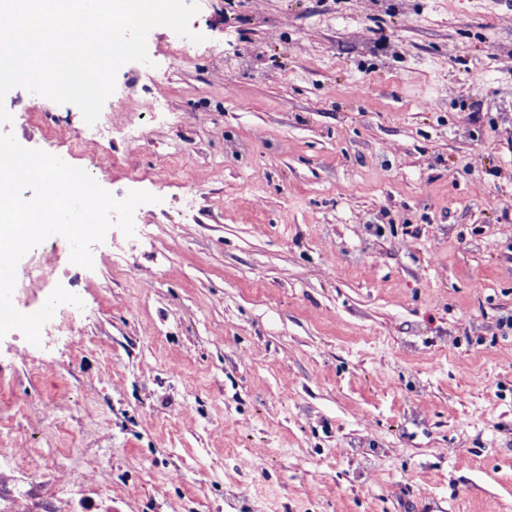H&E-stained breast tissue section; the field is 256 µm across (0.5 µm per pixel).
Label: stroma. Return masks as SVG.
<instances>
[{"instance_id": "35a3bbf8", "label": "stroma", "mask_w": 512, "mask_h": 512, "mask_svg": "<svg viewBox=\"0 0 512 512\" xmlns=\"http://www.w3.org/2000/svg\"><path fill=\"white\" fill-rule=\"evenodd\" d=\"M199 2L190 58L159 26L119 69L109 145L0 101L156 197L93 268L18 263V311L83 307L0 339V512H512V0Z\"/></svg>"}]
</instances>
